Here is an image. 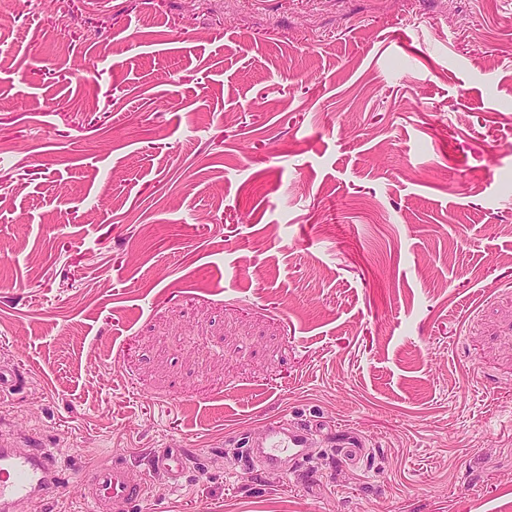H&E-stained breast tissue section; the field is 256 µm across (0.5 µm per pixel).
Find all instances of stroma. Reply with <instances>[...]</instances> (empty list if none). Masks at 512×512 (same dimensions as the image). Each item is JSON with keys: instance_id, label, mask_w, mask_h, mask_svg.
<instances>
[{"instance_id": "stroma-1", "label": "stroma", "mask_w": 512, "mask_h": 512, "mask_svg": "<svg viewBox=\"0 0 512 512\" xmlns=\"http://www.w3.org/2000/svg\"><path fill=\"white\" fill-rule=\"evenodd\" d=\"M1 361L33 512H512V0H0ZM308 434L287 428L282 420L274 421L266 426L263 441L249 448L248 453L255 455L265 467L277 466L283 456H288L295 464H301L304 459L303 448H308ZM33 444L21 449L0 440V511L15 512L25 504L43 503L56 498L63 481L55 456ZM186 455L183 448H158L151 456V465L154 469L168 473L174 486L180 484ZM84 485L86 503L89 510L95 512H127L146 494L141 474L116 461L87 472Z\"/></svg>"}]
</instances>
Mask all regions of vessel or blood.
<instances>
[{"instance_id": "vessel-or-blood-1", "label": "vessel or blood", "mask_w": 512, "mask_h": 512, "mask_svg": "<svg viewBox=\"0 0 512 512\" xmlns=\"http://www.w3.org/2000/svg\"><path fill=\"white\" fill-rule=\"evenodd\" d=\"M307 440L306 433L287 428L284 421H274L267 425L255 456L266 467L277 466L285 458L299 463L304 459ZM185 464L181 448H159L151 456L152 467L168 473L176 484L181 481ZM84 485L90 512H128L146 494L141 474L118 462L104 463L87 472ZM62 489L63 481L50 451L33 446L23 449L0 440V512H19L23 505L56 498Z\"/></svg>"}]
</instances>
